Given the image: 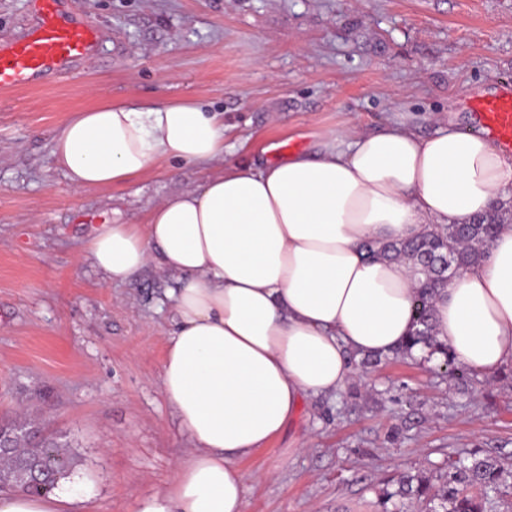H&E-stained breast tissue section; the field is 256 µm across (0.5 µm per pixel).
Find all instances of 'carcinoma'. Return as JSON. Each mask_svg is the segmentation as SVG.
<instances>
[{"label":"carcinoma","mask_w":512,"mask_h":512,"mask_svg":"<svg viewBox=\"0 0 512 512\" xmlns=\"http://www.w3.org/2000/svg\"><path fill=\"white\" fill-rule=\"evenodd\" d=\"M504 218L503 211L495 207L468 224H447L426 235L378 248L365 244L368 252L389 259L411 257L425 274V281L414 296L415 329L396 353L410 356L418 346L432 356L438 354L443 358L445 372L457 383L467 384V373L455 366V358L433 333L432 299L436 291L447 284L450 274L484 257ZM18 448L22 456L41 459L47 473L42 484L24 489L33 496L51 494L77 463L65 446L42 435L24 439ZM504 473L497 457L476 448L466 457L448 462V472L443 475L423 472L400 475L394 490L383 492L381 512H391L388 504L396 498L417 501L423 506V512H489L505 493Z\"/></svg>","instance_id":"1"}]
</instances>
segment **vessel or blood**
<instances>
[{
  "label": "vessel or blood",
  "mask_w": 512,
  "mask_h": 512,
  "mask_svg": "<svg viewBox=\"0 0 512 512\" xmlns=\"http://www.w3.org/2000/svg\"><path fill=\"white\" fill-rule=\"evenodd\" d=\"M67 0H34L35 23L23 36L0 40V94L37 86L95 52L99 33L68 16ZM476 132L512 148V92L472 100Z\"/></svg>",
  "instance_id": "obj_1"
}]
</instances>
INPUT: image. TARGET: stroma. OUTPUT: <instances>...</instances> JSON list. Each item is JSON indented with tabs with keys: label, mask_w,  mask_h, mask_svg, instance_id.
<instances>
[{
	"label": "stroma",
	"mask_w": 512,
	"mask_h": 512,
	"mask_svg": "<svg viewBox=\"0 0 512 512\" xmlns=\"http://www.w3.org/2000/svg\"><path fill=\"white\" fill-rule=\"evenodd\" d=\"M100 40L69 73L0 97V422L31 418L79 457L68 512H130L171 482L190 446L159 373L176 328L174 276L108 285L81 251L114 221L144 223L202 167L164 164L76 189L50 156L75 110L126 97L198 99L223 112L224 158L263 164L318 132L376 129L400 103L435 116L512 77V0H72ZM358 395L304 398L283 432L240 460L246 512H380L400 472H445L483 448L512 489V376L454 389L439 358L384 356Z\"/></svg>",
	"instance_id": "obj_1"
}]
</instances>
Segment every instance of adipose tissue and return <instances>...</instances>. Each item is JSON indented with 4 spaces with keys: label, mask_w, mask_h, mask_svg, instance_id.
Segmentation results:
<instances>
[{
    "label": "adipose tissue",
    "mask_w": 512,
    "mask_h": 512,
    "mask_svg": "<svg viewBox=\"0 0 512 512\" xmlns=\"http://www.w3.org/2000/svg\"><path fill=\"white\" fill-rule=\"evenodd\" d=\"M50 154L77 189L129 183L160 161L210 170L145 224L101 225L85 245L109 284L150 264L178 278L159 385L191 453L131 512H245L239 458L278 436L304 397L343 390L354 356L411 334L412 262L366 256L363 244L465 223L512 186L501 149L452 113L425 136L409 117L349 124L316 151L256 167L225 162L224 116L201 101L122 99L77 110ZM433 311L458 362L487 377L512 364V221Z\"/></svg>",
    "instance_id": "obj_1"
}]
</instances>
